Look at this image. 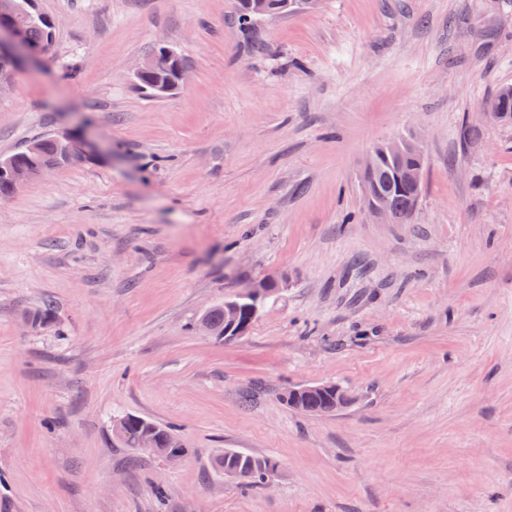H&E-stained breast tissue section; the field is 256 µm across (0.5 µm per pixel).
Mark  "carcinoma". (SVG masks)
Returning a JSON list of instances; mask_svg holds the SVG:
<instances>
[{"mask_svg": "<svg viewBox=\"0 0 512 512\" xmlns=\"http://www.w3.org/2000/svg\"><path fill=\"white\" fill-rule=\"evenodd\" d=\"M283 0H239L238 21L243 28L250 30L262 18L276 17L288 13L282 7ZM15 20L20 25L25 41L33 47L48 48L52 46L55 29L50 26L48 18L33 13L28 0H13ZM185 65L182 55L172 61L161 60L156 69L136 78L138 87L149 96H167L178 90L177 68ZM488 109L493 116L502 121H512V87L501 88L490 101ZM58 145L56 136H41L22 149L6 157L9 165L16 167H38L50 170L56 164ZM413 168L424 169L423 156L413 152L401 154L391 150L384 142L373 149L372 160L364 169V192L379 201L393 219V223L401 224L413 211L422 191V183H413L408 172ZM336 406V396L326 395L304 396L292 409L312 415L324 407ZM126 432L128 437L148 432L156 438L155 455L167 457L173 452L169 448L170 429L159 426L149 420L135 415H127ZM218 469L227 471L239 469L245 471L241 479L246 490L261 488L267 481L276 463L266 457H259L241 451L227 450L216 459Z\"/></svg>", "mask_w": 512, "mask_h": 512, "instance_id": "cac0c4a2", "label": "carcinoma"}]
</instances>
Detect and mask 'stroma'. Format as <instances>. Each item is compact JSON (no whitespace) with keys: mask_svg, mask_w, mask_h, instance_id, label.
<instances>
[{"mask_svg":"<svg viewBox=\"0 0 512 512\" xmlns=\"http://www.w3.org/2000/svg\"><path fill=\"white\" fill-rule=\"evenodd\" d=\"M42 62L0 94V157L95 147L0 197V512H512V0H34ZM187 65L154 99L157 44ZM418 137L402 224L364 161ZM285 278L246 334L198 317ZM50 310L49 322L32 314ZM333 383L308 416L280 399ZM173 426L170 464L112 424ZM273 459L242 490L225 449ZM164 485L158 501L155 485ZM284 0H239L238 21L244 29H252L262 18L288 14L282 7ZM164 49L168 48L160 45L155 47L152 52L153 55L146 57L134 74L138 87L149 96H167L177 91V68L179 65H186L184 58L178 51H176L177 57L171 62L162 58L161 55H163ZM154 55L161 57V64L156 69L154 68L159 64V60ZM148 70L151 71L139 76ZM488 109L502 121H512V87H502L490 101ZM56 137L57 136L54 135L41 136L4 159L8 165L16 167H38L40 170L47 169L46 171H48L53 168L78 163L83 159L82 155L87 154L86 145L82 141L74 137L65 136L66 143L61 148L62 155L66 156L72 149L78 150L82 155L75 152L66 163L54 166L58 153ZM324 391H335L336 396L332 393H327L326 395L303 396L301 400H299L296 403L300 394H315ZM283 401L285 403H288V405L291 406L290 408L308 415H314V413L323 408L318 413L319 415H323L332 413L333 411H336L338 408L344 406L347 402V396L344 393V391L335 384L317 383L312 385H305L299 388L289 389L287 393L283 395ZM332 407H335V410Z\"/></svg>","mask_w":512,"mask_h":512,"instance_id":"35a3bbf8","label":"stroma"}]
</instances>
